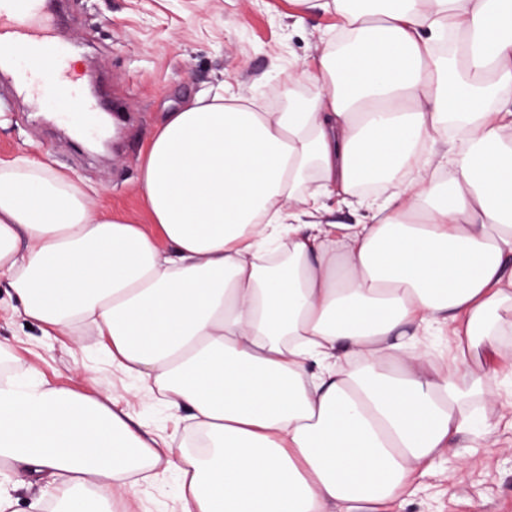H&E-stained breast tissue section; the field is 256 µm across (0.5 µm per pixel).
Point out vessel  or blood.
<instances>
[{
	"label": "vessel or blood",
	"instance_id": "obj_1",
	"mask_svg": "<svg viewBox=\"0 0 512 512\" xmlns=\"http://www.w3.org/2000/svg\"><path fill=\"white\" fill-rule=\"evenodd\" d=\"M47 0H0V43L17 53L32 55L37 69L62 65L68 54L52 34L56 18L46 9Z\"/></svg>",
	"mask_w": 512,
	"mask_h": 512
}]
</instances>
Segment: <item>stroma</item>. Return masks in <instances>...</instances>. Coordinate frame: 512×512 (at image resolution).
<instances>
[{
	"label": "stroma",
	"mask_w": 512,
	"mask_h": 512,
	"mask_svg": "<svg viewBox=\"0 0 512 512\" xmlns=\"http://www.w3.org/2000/svg\"><path fill=\"white\" fill-rule=\"evenodd\" d=\"M67 37L87 53L70 64L78 86L98 77L97 100L120 102L129 118L114 151L88 152L63 130L85 123L70 96L54 86L37 98L16 92L15 76L0 81V159L37 156L78 179L94 203L139 223L148 218L137 192L140 165L162 113L220 86L283 107L278 89L296 64L311 60L336 31V15L298 14L293 0H61ZM18 300L0 288V351L11 373L32 368L52 387L111 395L133 424L183 448L193 422L173 412L134 378L112 366L92 337L46 336L27 327ZM135 497L117 499L114 512H180L178 479L157 466ZM7 512H51L43 481L9 472ZM404 512H512V431L473 435L437 458L431 475Z\"/></svg>",
	"instance_id": "stroma-1"
}]
</instances>
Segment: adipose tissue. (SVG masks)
<instances>
[{"label": "adipose tissue", "mask_w": 512, "mask_h": 512, "mask_svg": "<svg viewBox=\"0 0 512 512\" xmlns=\"http://www.w3.org/2000/svg\"><path fill=\"white\" fill-rule=\"evenodd\" d=\"M301 2L340 23L284 108L162 116L149 225L0 160V287L44 335L106 338L205 447L160 455L111 399L10 378L0 464L46 474L58 512H112L161 460L181 512H403L474 424H512L470 365L512 359V0ZM335 198L362 218L328 220Z\"/></svg>", "instance_id": "adipose-tissue-1"}]
</instances>
